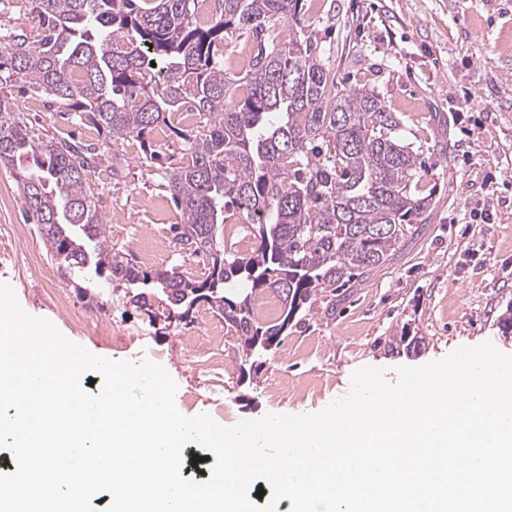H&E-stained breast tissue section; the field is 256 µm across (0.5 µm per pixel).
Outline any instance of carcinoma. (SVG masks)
I'll use <instances>...</instances> for the list:
<instances>
[{
	"instance_id": "obj_1",
	"label": "carcinoma",
	"mask_w": 512,
	"mask_h": 512,
	"mask_svg": "<svg viewBox=\"0 0 512 512\" xmlns=\"http://www.w3.org/2000/svg\"><path fill=\"white\" fill-rule=\"evenodd\" d=\"M17 2L38 19L40 39L10 34L0 89L22 82L113 140L137 138L151 160L158 155L146 135L162 122L186 157L162 179L179 211L176 242L209 264L203 280L178 264L143 270L114 249L87 179L105 152L40 137L0 95V166L34 158L36 168L19 172L27 218L58 267L82 278V298L119 281L126 303L150 314L158 287L183 315L200 295L249 361L277 347L325 289L385 263L427 219L421 153L397 135L396 113L364 86L339 87L304 31L279 40L280 25H300L299 0H217L206 23L195 18V0ZM233 33L252 48L238 77L218 60ZM185 108L199 115L193 135L169 118ZM237 215L256 239L247 255L224 238ZM269 290L282 312L264 323L253 302ZM422 340L403 331L389 346Z\"/></svg>"
}]
</instances>
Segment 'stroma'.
Segmentation results:
<instances>
[{"label":"stroma","mask_w":512,"mask_h":512,"mask_svg":"<svg viewBox=\"0 0 512 512\" xmlns=\"http://www.w3.org/2000/svg\"><path fill=\"white\" fill-rule=\"evenodd\" d=\"M298 18L337 81L373 89L397 112L402 138L424 153L422 183L435 195L422 231L352 287L322 294L252 379L240 378L242 351L229 330L222 370L206 375L193 363L207 328L223 324L207 305L158 331L126 304L123 288L97 304L80 299L26 222L14 169L0 167V192L11 199L0 225H21L25 237L17 245L0 234V282L22 308L95 355L162 365L177 384L178 410L224 427L320 411L348 392L363 366L387 368L392 382L395 367L421 366L461 346L489 341L512 354V336L498 324L512 302V0H300ZM4 94L39 135L111 145L88 179L114 248L137 255L145 241H161L167 263L197 272L174 240L178 212L139 141L109 142L106 130L71 123L63 105L24 84ZM405 327L422 336L419 349L390 351V337Z\"/></svg>","instance_id":"obj_1"}]
</instances>
